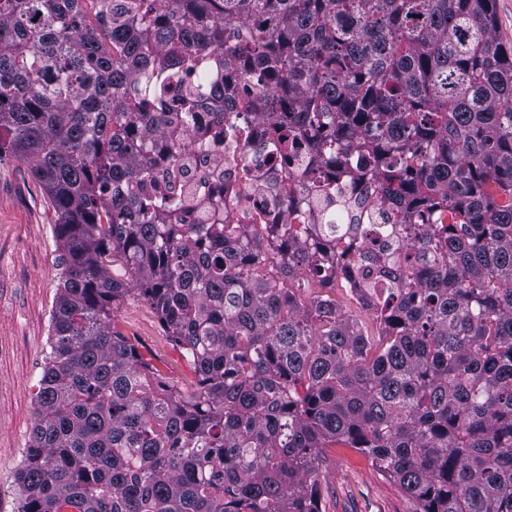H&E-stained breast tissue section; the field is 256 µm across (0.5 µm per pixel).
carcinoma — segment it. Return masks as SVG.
Listing matches in <instances>:
<instances>
[{"label": "carcinoma", "mask_w": 512, "mask_h": 512, "mask_svg": "<svg viewBox=\"0 0 512 512\" xmlns=\"http://www.w3.org/2000/svg\"><path fill=\"white\" fill-rule=\"evenodd\" d=\"M94 11L88 19L82 3ZM496 0H0V153L57 216L62 276L17 512H322L320 465L371 459L419 512H512V53ZM238 60L298 101L283 151L356 142L407 225L279 229L283 277L364 289L377 332L205 209L191 114ZM121 262L115 276L107 257ZM193 369L168 384L118 327L130 293Z\"/></svg>", "instance_id": "cac0c4a2"}]
</instances>
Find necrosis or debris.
<instances>
[{
  "label": "necrosis or debris",
  "mask_w": 512,
  "mask_h": 512,
  "mask_svg": "<svg viewBox=\"0 0 512 512\" xmlns=\"http://www.w3.org/2000/svg\"><path fill=\"white\" fill-rule=\"evenodd\" d=\"M225 101H214L198 111L194 120L196 142L190 152L186 177L204 184L193 205L210 212L211 221L228 224H323L325 210L316 204L315 191L327 189L337 200L365 199L374 209L377 223H395L397 215L388 209L377 190L374 170L360 166L344 172L333 156L313 149L283 155L269 135L271 122L256 121L245 102L249 92L236 73L224 80ZM240 124V136L213 140L206 129L217 121ZM306 176L305 189L296 190L282 205H273L271 191L287 183L289 176Z\"/></svg>",
  "instance_id": "1"
}]
</instances>
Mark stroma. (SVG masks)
Instances as JSON below:
<instances>
[{
	"instance_id": "stroma-1",
	"label": "stroma",
	"mask_w": 512,
	"mask_h": 512,
	"mask_svg": "<svg viewBox=\"0 0 512 512\" xmlns=\"http://www.w3.org/2000/svg\"><path fill=\"white\" fill-rule=\"evenodd\" d=\"M55 222V211L23 158L0 154V512H16L17 473L36 420L35 395L59 285ZM115 315L167 382L191 385L187 361L163 336L145 302L128 296ZM320 476L323 512H418L415 500L354 449H329Z\"/></svg>"
}]
</instances>
